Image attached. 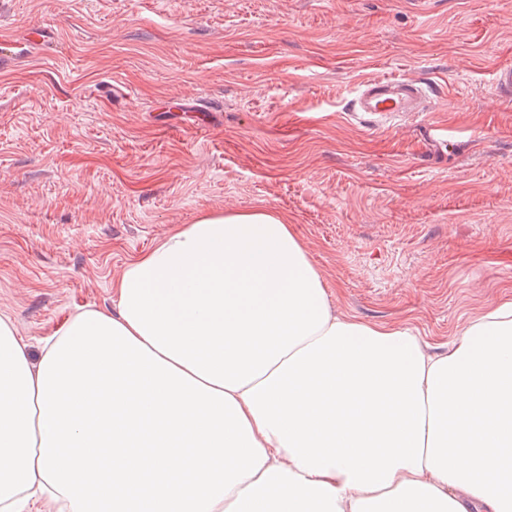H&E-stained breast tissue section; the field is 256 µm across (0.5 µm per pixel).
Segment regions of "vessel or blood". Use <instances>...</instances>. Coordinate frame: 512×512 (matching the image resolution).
<instances>
[{
	"label": "vessel or blood",
	"mask_w": 512,
	"mask_h": 512,
	"mask_svg": "<svg viewBox=\"0 0 512 512\" xmlns=\"http://www.w3.org/2000/svg\"><path fill=\"white\" fill-rule=\"evenodd\" d=\"M361 121L374 123L427 109V95L419 82L399 77L363 81L349 105Z\"/></svg>",
	"instance_id": "vessel-or-blood-1"
}]
</instances>
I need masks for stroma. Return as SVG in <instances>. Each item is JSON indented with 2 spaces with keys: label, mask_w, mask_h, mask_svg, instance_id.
I'll return each mask as SVG.
<instances>
[{
  "label": "stroma",
  "mask_w": 512,
  "mask_h": 512,
  "mask_svg": "<svg viewBox=\"0 0 512 512\" xmlns=\"http://www.w3.org/2000/svg\"><path fill=\"white\" fill-rule=\"evenodd\" d=\"M503 66L512 0H0V317L38 349L177 226L270 208L338 310L442 352L512 294ZM375 76L434 108L350 117Z\"/></svg>",
  "instance_id": "1"
}]
</instances>
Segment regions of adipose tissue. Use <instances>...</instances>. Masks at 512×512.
Listing matches in <instances>:
<instances>
[{"label":"adipose tissue","instance_id":"ef3b65f1","mask_svg":"<svg viewBox=\"0 0 512 512\" xmlns=\"http://www.w3.org/2000/svg\"><path fill=\"white\" fill-rule=\"evenodd\" d=\"M331 296L286 216L211 211L38 359L0 317V512H512V296L437 355Z\"/></svg>","mask_w":512,"mask_h":512}]
</instances>
